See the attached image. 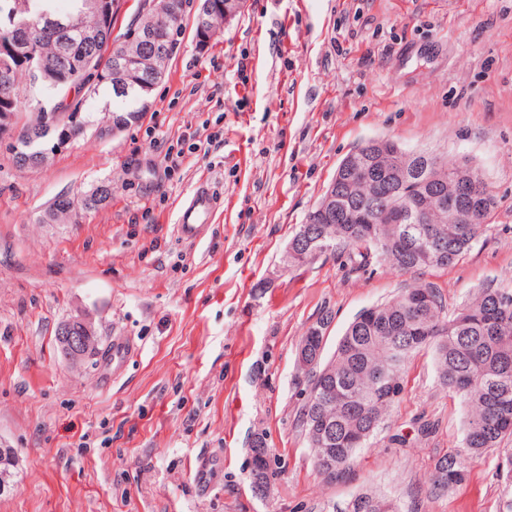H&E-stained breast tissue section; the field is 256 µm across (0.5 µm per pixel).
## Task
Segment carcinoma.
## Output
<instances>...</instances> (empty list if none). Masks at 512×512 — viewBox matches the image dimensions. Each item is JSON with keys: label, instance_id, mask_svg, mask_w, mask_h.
Instances as JSON below:
<instances>
[{"label": "carcinoma", "instance_id": "cac0c4a2", "mask_svg": "<svg viewBox=\"0 0 512 512\" xmlns=\"http://www.w3.org/2000/svg\"><path fill=\"white\" fill-rule=\"evenodd\" d=\"M34 44L41 58L53 62L60 50L61 36L48 28L45 17L60 20L77 29L89 28L95 18L86 0H69V10L57 12L56 0H27ZM183 0H171L165 18L163 36L168 53L176 45L174 34L182 17ZM112 45L105 44L95 54V66L107 73L95 98L112 107V112L135 117L142 111L141 103L155 83L146 87L119 89L121 73H112ZM59 84L36 90L44 112H79L82 101L66 102L63 91L69 89L66 78ZM408 164L402 155L379 152L373 156L372 168L382 176ZM453 174L461 183L474 185L482 196L488 189L478 170L464 162L453 165L429 157L424 179L448 180ZM105 195L95 198V189L80 196L81 209L97 210L112 197V182L102 181ZM418 194V185L411 183L385 197L379 211L378 223L373 225L374 236L364 233L365 224L356 220L357 213L351 197L336 190V223L313 224L314 232L325 238L330 253L346 250L360 257L365 266L376 257L394 268L408 272L426 267H443L459 261L484 233L494 209L484 208L475 219L465 224L448 222L431 224L436 235L446 240V254H434L429 261L418 260L405 246L401 237L400 209L409 205ZM51 220L63 221L73 212L70 198L60 196L50 207ZM430 348L441 384L456 397L465 413L463 452L471 459H480L489 451L512 438V289L480 288L454 313H446L440 292L431 283H420L403 290L388 302L374 306L370 322L353 320L336 343L331 355L321 351L319 360L302 369L308 390L314 400L305 403L299 413L301 431L314 454V465L328 458L333 465L329 472L320 471L328 479L344 473L356 452L377 432L394 403L390 391H399L402 370L416 352ZM252 481L267 489L271 459L262 438L251 448ZM466 471L456 454L440 458L435 466L433 484L445 490L461 484ZM348 512H399L391 500L370 491L358 494L348 505Z\"/></svg>", "mask_w": 512, "mask_h": 512}]
</instances>
